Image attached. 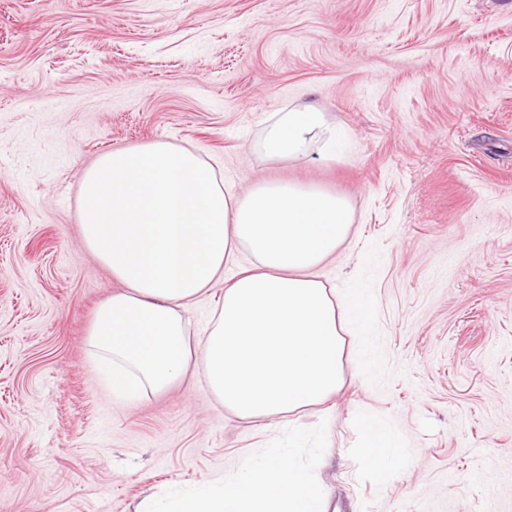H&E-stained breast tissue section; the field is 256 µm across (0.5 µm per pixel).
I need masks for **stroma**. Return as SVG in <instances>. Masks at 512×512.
Segmentation results:
<instances>
[{
	"label": "stroma",
	"mask_w": 512,
	"mask_h": 512,
	"mask_svg": "<svg viewBox=\"0 0 512 512\" xmlns=\"http://www.w3.org/2000/svg\"><path fill=\"white\" fill-rule=\"evenodd\" d=\"M306 106L335 158H267L266 127ZM157 142L238 193L350 200L315 273L369 289L372 334H345L323 404L240 420L191 372L140 400L98 376L88 329L122 284L85 244L81 178ZM368 417L399 438L377 471ZM295 433L335 512H512V0H0V512H139Z\"/></svg>",
	"instance_id": "35a3bbf8"
}]
</instances>
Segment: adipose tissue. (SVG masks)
Here are the masks:
<instances>
[{
  "mask_svg": "<svg viewBox=\"0 0 512 512\" xmlns=\"http://www.w3.org/2000/svg\"><path fill=\"white\" fill-rule=\"evenodd\" d=\"M317 137L332 148L340 132L322 113L289 111L267 128L263 148L297 159ZM352 224L350 202L324 190L266 182L226 191L186 148L155 143L100 157L82 183L84 239L124 288L97 309L88 345L113 396L147 397L192 367L241 419L324 402L342 385L343 329L368 334L372 318L368 289L340 295L314 273ZM243 250L252 266L225 287L208 334L191 336L186 311ZM363 426L364 460L380 466L397 437L371 417ZM142 510L327 512L311 470L280 448L240 477L147 498Z\"/></svg>",
  "mask_w": 512,
  "mask_h": 512,
  "instance_id": "obj_1",
  "label": "adipose tissue"
}]
</instances>
